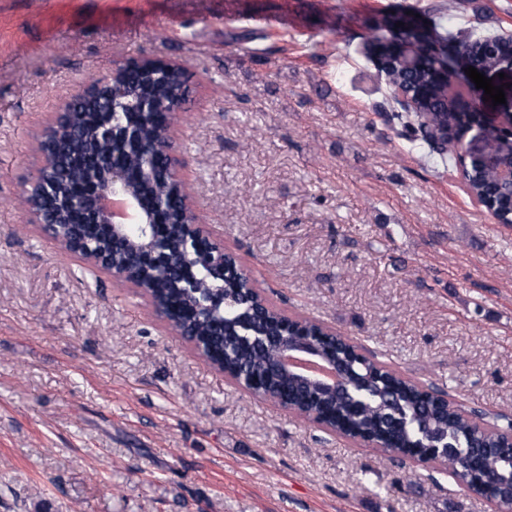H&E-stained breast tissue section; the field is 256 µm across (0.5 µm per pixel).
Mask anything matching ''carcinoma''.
Here are the masks:
<instances>
[{
  "label": "carcinoma",
  "mask_w": 512,
  "mask_h": 512,
  "mask_svg": "<svg viewBox=\"0 0 512 512\" xmlns=\"http://www.w3.org/2000/svg\"><path fill=\"white\" fill-rule=\"evenodd\" d=\"M442 25L432 23L429 37L425 40L422 64L414 69L405 68L389 53L387 43L400 40L413 44L418 41L414 30H396L386 19L375 26L364 41L367 56H385L390 59L389 81L392 86L412 85L426 88L417 108L409 111L391 99L393 109L390 120L399 126L398 135L414 149L428 150V156L436 164L455 159L456 145L436 143L431 131L436 128L455 127L463 130L465 122L455 112L454 100L448 96L444 84L435 78L442 63L443 46L452 43L466 46L473 41L471 29L440 32ZM497 42L494 55H477L472 58L475 66L493 68L501 60L512 57V34L500 33L492 36ZM181 74L168 71L154 64L134 66L127 72L125 84L116 90L138 91L160 108L144 114L117 113L116 119L138 128L145 140L159 134L164 113L172 111L175 98L173 90L180 87ZM111 100L105 93L77 97L70 106L73 121L91 131L99 123L102 113L109 111ZM487 138L503 153L512 156V137L498 129L487 131ZM49 147L58 154L56 166L44 176L46 186L37 196L42 208L51 212L58 208L65 196L80 194L85 185L83 175L89 172L102 153L113 157L115 163L128 168L133 175L140 171V159L135 149L118 145L109 147L85 138L79 144L66 139L48 137ZM463 178L472 196L484 200L494 207L499 220L512 224V213L505 201L512 189L498 185L494 174L468 168ZM137 187L145 200L164 199L169 213L165 223L159 225L157 234L166 240L172 249L159 265L143 266L133 250H118L114 254L117 265L129 269L146 287L155 289L156 299L186 311L196 301L207 295H224V305L216 306L207 313L205 321L199 322L189 314L180 316L178 322L186 330L209 337L211 349L216 355H224V370L231 374L251 379L260 392L288 393L306 409L317 413L337 433L355 435L364 433L384 444L402 450L413 451L423 447L427 439L435 436L441 444L448 445L447 467L461 484L473 485L470 474L458 466L468 452H480L485 467L500 475L505 485L499 490L503 499L509 497L508 484L512 483V450L500 447L501 438L512 430V421L495 423L490 428H481L465 416L449 412L443 406L426 397L420 386L402 377L371 355L357 353L359 347L341 339L326 337L321 340L327 355L342 358L353 378L367 383L363 389L352 392V397L324 399L315 396L312 388L276 369L278 347L264 340V336H279L288 328L287 315L272 306L264 307L257 300V293L242 288L241 276L237 273L235 259L225 262L224 280L214 279L202 272L196 285L187 284L177 277L180 256L177 245L180 240V225L174 222L178 211V196L175 187L164 174L161 164H155V174L142 179Z\"/></svg>",
  "instance_id": "1"
}]
</instances>
